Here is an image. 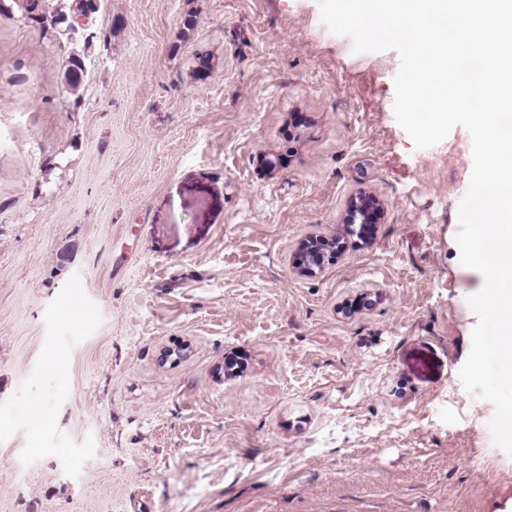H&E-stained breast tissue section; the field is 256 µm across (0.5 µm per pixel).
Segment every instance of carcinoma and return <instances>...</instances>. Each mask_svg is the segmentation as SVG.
<instances>
[{"mask_svg": "<svg viewBox=\"0 0 512 512\" xmlns=\"http://www.w3.org/2000/svg\"><path fill=\"white\" fill-rule=\"evenodd\" d=\"M18 7L24 18L37 23L50 36H73L93 29L100 0H11L8 8ZM84 54L71 48L66 57L65 86L72 104L82 103L85 90Z\"/></svg>", "mask_w": 512, "mask_h": 512, "instance_id": "1", "label": "carcinoma"}]
</instances>
